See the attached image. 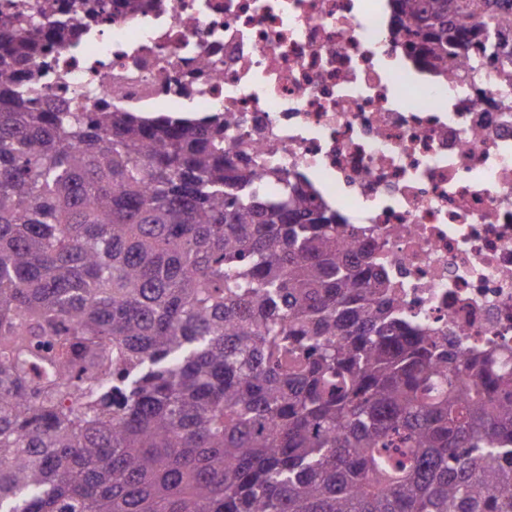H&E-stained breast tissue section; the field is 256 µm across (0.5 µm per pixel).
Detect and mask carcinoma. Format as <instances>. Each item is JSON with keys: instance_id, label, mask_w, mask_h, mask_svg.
Returning a JSON list of instances; mask_svg holds the SVG:
<instances>
[{"instance_id": "1", "label": "carcinoma", "mask_w": 512, "mask_h": 512, "mask_svg": "<svg viewBox=\"0 0 512 512\" xmlns=\"http://www.w3.org/2000/svg\"><path fill=\"white\" fill-rule=\"evenodd\" d=\"M504 57L512 0H392ZM0 24V512H512V373L409 325L336 212L208 121L42 112ZM38 360L45 377H31Z\"/></svg>"}]
</instances>
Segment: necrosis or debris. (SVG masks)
Segmentation results:
<instances>
[{
  "label": "necrosis or debris",
  "mask_w": 512,
  "mask_h": 512,
  "mask_svg": "<svg viewBox=\"0 0 512 512\" xmlns=\"http://www.w3.org/2000/svg\"><path fill=\"white\" fill-rule=\"evenodd\" d=\"M440 75L391 0H109L36 59L37 105L232 113V136L363 227L401 314L512 368V63Z\"/></svg>",
  "instance_id": "obj_1"
}]
</instances>
